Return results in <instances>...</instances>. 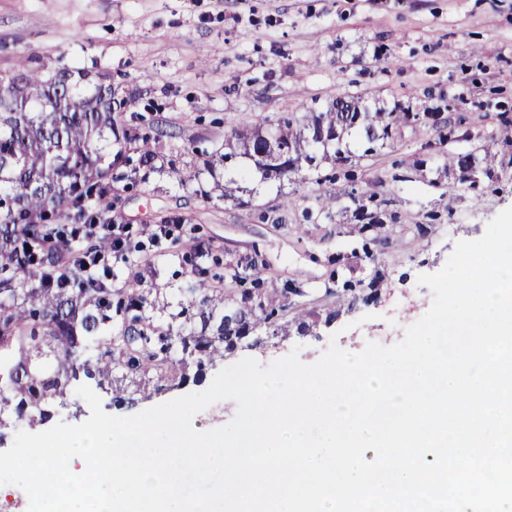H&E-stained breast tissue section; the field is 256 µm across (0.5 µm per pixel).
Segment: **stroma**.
Instances as JSON below:
<instances>
[{
  "label": "stroma",
  "instance_id": "obj_1",
  "mask_svg": "<svg viewBox=\"0 0 512 512\" xmlns=\"http://www.w3.org/2000/svg\"><path fill=\"white\" fill-rule=\"evenodd\" d=\"M22 62L109 75L131 111L145 117L137 134L156 125L176 131L174 145L187 161L222 146L225 131L247 116L300 117L344 95L373 108L399 103L421 115L375 157L345 166L323 162L304 181L282 187L252 175V192L238 203L212 195L227 173L201 167L184 184L168 171L122 189V221L143 244L130 261L162 304L173 302L190 275L185 256L192 240L216 255V277L229 262L256 258L267 289L299 284L306 306L321 313L342 289L338 265L361 277L370 262L351 254L349 192L392 200L402 230L373 249V262L388 276L379 302L357 304L306 336L292 331L239 348L207 367L202 382L129 407L101 393L112 415L203 391L218 370L245 357L266 365L295 350L310 364L333 339L349 352L401 340L432 301L418 276L440 271L456 242L481 238L512 207V176L472 189L445 175L449 156L471 151L473 143L439 145L429 117L445 100L469 117L512 114V0H0V76ZM419 159L425 171L415 170ZM347 170L353 180L344 178ZM320 194L333 199L326 218L313 212ZM287 197L293 204L286 208ZM433 210L442 218L430 225ZM172 211L190 215L191 223L173 225L170 239L146 241L144 228ZM274 214L281 223L271 222ZM422 223L428 231L420 236L414 227Z\"/></svg>",
  "mask_w": 512,
  "mask_h": 512
}]
</instances>
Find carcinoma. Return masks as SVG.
<instances>
[{
	"mask_svg": "<svg viewBox=\"0 0 512 512\" xmlns=\"http://www.w3.org/2000/svg\"><path fill=\"white\" fill-rule=\"evenodd\" d=\"M62 69L19 66L0 76V418L35 424L51 416V408L67 404L76 384L92 381L112 391L117 404L134 401L126 396L153 385L156 392L186 383V362L193 359L203 376L205 366L231 353L238 343L265 331L273 336L293 327L304 335L320 314L266 297L265 281L256 260L239 261L227 283L209 280L205 267L179 289L177 306L157 308L140 288L143 274L130 273L117 292L101 286L106 276L87 280L82 269L93 264L105 243L77 234L74 225L109 219L116 198L110 181L144 180L143 169L153 168L158 150L172 145L177 134L159 130L153 136L133 137L115 101L110 78ZM418 114L401 106L390 111H360L350 98H338L324 112H309L302 128L294 117H247L233 127L234 138L262 179L292 180L319 165V155H334L345 164L362 149L373 157L394 142L400 128ZM486 124L483 142L474 152L448 158L463 184L482 185L499 180L500 170L512 167V153L500 169L483 166L479 153L499 145L512 146V116L477 115ZM466 117H448L437 131L440 142L456 136ZM138 146V164L126 144ZM283 148L292 169L279 173L265 160L270 143ZM234 153L216 151L204 165L230 168ZM364 255L376 242L390 239L398 215L378 193L353 196ZM31 250H26V247ZM385 273L343 283V294L327 309L325 321L352 309L384 288ZM179 322L173 326L172 322Z\"/></svg>",
	"mask_w": 512,
	"mask_h": 512,
	"instance_id": "cac0c4a2",
	"label": "carcinoma"
}]
</instances>
